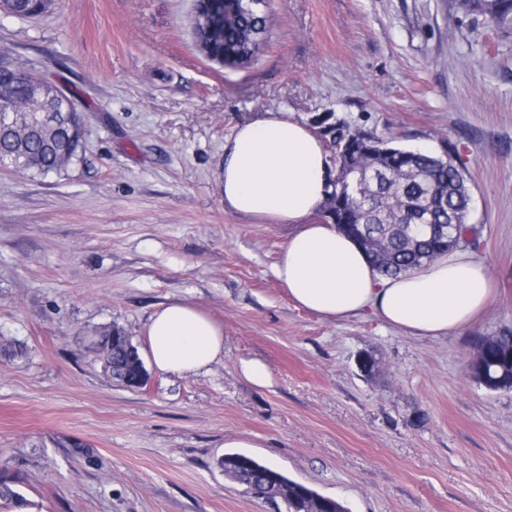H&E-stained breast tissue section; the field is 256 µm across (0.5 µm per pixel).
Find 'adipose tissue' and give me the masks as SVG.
I'll return each mask as SVG.
<instances>
[{
	"mask_svg": "<svg viewBox=\"0 0 512 512\" xmlns=\"http://www.w3.org/2000/svg\"><path fill=\"white\" fill-rule=\"evenodd\" d=\"M331 177L320 139L288 113L238 124L224 141L225 212L294 227L273 273L295 304L331 321L371 315L421 338L473 324L492 298L485 264L456 250L380 276L357 241L316 217ZM223 356V325L196 305L174 300L151 314L145 357L157 371L197 374Z\"/></svg>",
	"mask_w": 512,
	"mask_h": 512,
	"instance_id": "obj_1",
	"label": "adipose tissue"
}]
</instances>
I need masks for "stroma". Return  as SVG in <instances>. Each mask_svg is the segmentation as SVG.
Segmentation results:
<instances>
[{
  "label": "stroma",
  "instance_id": "obj_1",
  "mask_svg": "<svg viewBox=\"0 0 512 512\" xmlns=\"http://www.w3.org/2000/svg\"><path fill=\"white\" fill-rule=\"evenodd\" d=\"M453 2L273 0L240 69L199 54L193 0L0 16V59L89 115L67 173L0 166V349H23L0 353V481L23 499L0 512H284L225 475L230 447L349 512H512V390L469 373L475 337L512 331V35ZM267 111L325 144L344 128L449 147L497 287L483 315L430 339L297 307L273 273L292 225L226 213L219 181L225 138ZM173 300L223 324V359L114 381L93 332L145 347Z\"/></svg>",
  "mask_w": 512,
  "mask_h": 512
}]
</instances>
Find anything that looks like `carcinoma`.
Here are the masks:
<instances>
[{"instance_id":"cac0c4a2","label":"carcinoma","mask_w":512,"mask_h":512,"mask_svg":"<svg viewBox=\"0 0 512 512\" xmlns=\"http://www.w3.org/2000/svg\"><path fill=\"white\" fill-rule=\"evenodd\" d=\"M52 0H0V12L17 18H33L48 11ZM456 8L477 12L487 27L512 32V0H457ZM209 11L228 15L220 28H200L196 47L209 61L232 56L250 63L264 50L268 10L252 0H211ZM0 162L16 171L38 176L68 172L81 158L85 121L67 95L53 84L35 79L16 62L0 68ZM366 202L344 201L345 223L366 224L370 241L363 244L383 276H394L419 267L450 251V247L409 230V221L424 215L434 224L448 223V211L459 222L455 247L469 242L474 228L465 224L470 194L448 193L460 175L453 158L443 163L432 153L410 151L388 160L364 150L356 159ZM106 329L91 349L115 366L114 380L123 383L120 353L108 346L112 334ZM496 348L486 375L495 381L493 390L512 389V333L491 337ZM224 474L257 499L267 495L279 500L285 512H305L316 502L321 512H349L340 501L323 496L297 482L276 467L239 453H227L219 461Z\"/></svg>"}]
</instances>
